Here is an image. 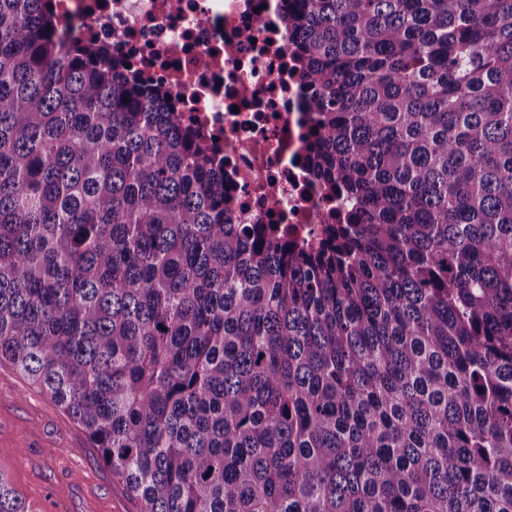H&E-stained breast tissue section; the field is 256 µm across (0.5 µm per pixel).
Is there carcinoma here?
Returning <instances> with one entry per match:
<instances>
[{"instance_id": "obj_1", "label": "carcinoma", "mask_w": 512, "mask_h": 512, "mask_svg": "<svg viewBox=\"0 0 512 512\" xmlns=\"http://www.w3.org/2000/svg\"><path fill=\"white\" fill-rule=\"evenodd\" d=\"M285 22L350 206L308 247L231 223L167 94L54 0H0V362L141 512H512V0Z\"/></svg>"}]
</instances>
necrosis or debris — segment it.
Here are the masks:
<instances>
[{
    "mask_svg": "<svg viewBox=\"0 0 512 512\" xmlns=\"http://www.w3.org/2000/svg\"><path fill=\"white\" fill-rule=\"evenodd\" d=\"M284 15V0H59L71 38L110 44L136 82L170 92L224 167L232 223L274 220L313 244L336 205L306 168L315 114Z\"/></svg>",
    "mask_w": 512,
    "mask_h": 512,
    "instance_id": "necrosis-or-debris-1",
    "label": "necrosis or debris"
}]
</instances>
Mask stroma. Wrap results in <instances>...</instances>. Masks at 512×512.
<instances>
[{
    "label": "stroma",
    "instance_id": "stroma-1",
    "mask_svg": "<svg viewBox=\"0 0 512 512\" xmlns=\"http://www.w3.org/2000/svg\"><path fill=\"white\" fill-rule=\"evenodd\" d=\"M0 474L42 512H140L84 430L0 363Z\"/></svg>",
    "mask_w": 512,
    "mask_h": 512
}]
</instances>
